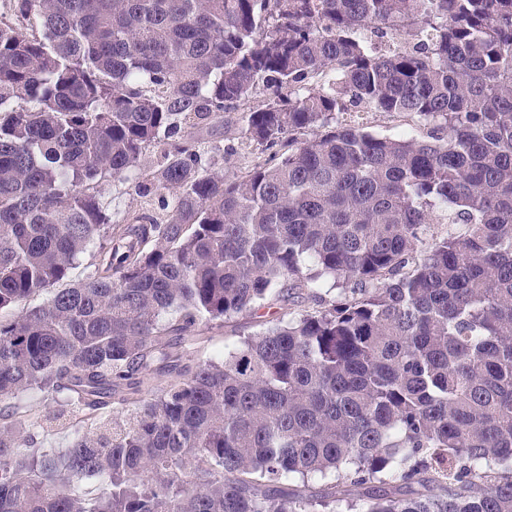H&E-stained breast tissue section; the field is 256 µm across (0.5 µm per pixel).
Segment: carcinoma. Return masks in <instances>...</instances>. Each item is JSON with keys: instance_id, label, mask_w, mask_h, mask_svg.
<instances>
[{"instance_id": "obj_1", "label": "carcinoma", "mask_w": 512, "mask_h": 512, "mask_svg": "<svg viewBox=\"0 0 512 512\" xmlns=\"http://www.w3.org/2000/svg\"><path fill=\"white\" fill-rule=\"evenodd\" d=\"M230 113L279 161L211 171L188 130ZM150 147L165 216L110 224L90 184ZM95 240L0 320V512H512V0H0V312ZM327 284L220 362L162 344ZM346 123L360 125L365 130L384 136H398L403 133H417L418 123L402 115L388 112H351L340 116ZM90 256L87 254L78 264H76L75 268L70 271L69 278L60 283L55 284L53 287L40 291L31 295L28 299L23 301L18 307L13 308L7 312L2 313L3 321H10L15 319L20 313L26 309H31L33 307L41 305L49 296L54 293L57 289L66 288L69 284L70 280L81 279L86 271L87 263L90 262ZM64 394H57L55 396V400L51 399V397H46L43 393L39 391H32L22 397L19 400V404L23 406L25 409H32L33 412H36L42 418L52 417L53 413L57 409V403L64 399Z\"/></svg>"}]
</instances>
